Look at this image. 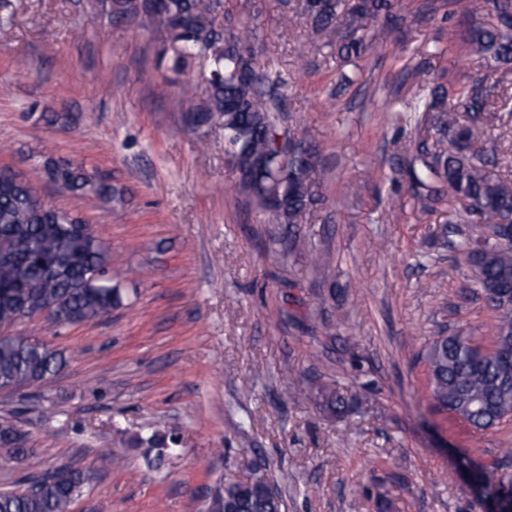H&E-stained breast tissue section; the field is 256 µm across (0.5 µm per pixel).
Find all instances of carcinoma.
<instances>
[{"mask_svg": "<svg viewBox=\"0 0 512 512\" xmlns=\"http://www.w3.org/2000/svg\"><path fill=\"white\" fill-rule=\"evenodd\" d=\"M114 23L132 19L162 36L161 55L177 76L195 74L183 87L184 114L197 129L224 131L225 152L237 159L240 188L269 211L272 221L296 227L323 202L316 175L323 162L315 146L303 149L277 144L285 124L286 92L293 79L269 63L257 61L256 30L221 25L230 18L224 0H100ZM306 21L318 52L340 62L360 58L377 44L400 51L404 18L394 0H300L295 14L282 15L288 26ZM460 39L476 64V73L499 75L488 91L481 79L454 91L438 83L411 111L420 112L418 139L407 173L423 212L448 201H462L465 213L484 224L480 242H463L461 251L474 270L486 300L497 311L490 347L462 333L438 337L426 351L430 394L448 413L476 431L512 417V311H500L512 291V245L502 242V225L512 224V178L490 173L496 146L478 144V131L499 114L512 112V0H484L479 15L463 10ZM202 91L203 99L194 97ZM48 180L75 196L112 199V185L71 159L48 157ZM110 254L80 218L51 206L27 179L0 169V325L12 326L23 310L44 311L57 327L98 323L122 305L119 285L107 276ZM62 352L24 334L0 337V389L19 390L48 381L65 367ZM179 442L173 431L147 427L129 443L155 450ZM0 448L14 459L30 448L20 428L0 423ZM89 470H72L66 482L53 476L27 481L22 492H0V512H69L91 482ZM485 486L505 488L498 467L482 469ZM242 485L229 481L211 497L210 512H224V502L240 500L245 512H284L282 497L242 499Z\"/></svg>", "mask_w": 512, "mask_h": 512, "instance_id": "cac0c4a2", "label": "carcinoma"}]
</instances>
